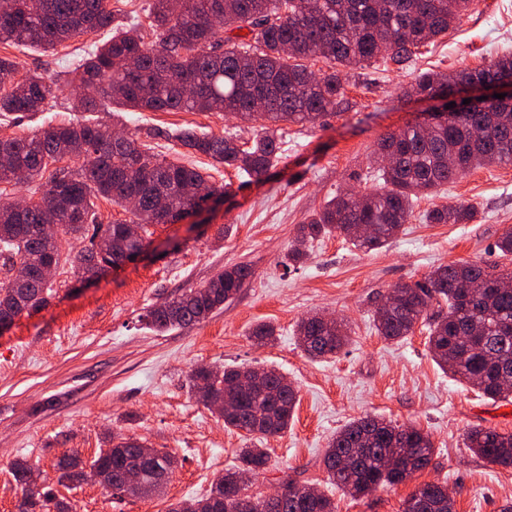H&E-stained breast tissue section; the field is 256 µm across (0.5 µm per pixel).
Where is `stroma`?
I'll list each match as a JSON object with an SVG mask.
<instances>
[{
	"label": "stroma",
	"mask_w": 512,
	"mask_h": 512,
	"mask_svg": "<svg viewBox=\"0 0 512 512\" xmlns=\"http://www.w3.org/2000/svg\"><path fill=\"white\" fill-rule=\"evenodd\" d=\"M105 32L90 33L52 51L0 42L19 74L53 81L42 112H0V134H30L51 125L105 119L76 111L67 73ZM512 52V0H472L447 35L422 47L404 66L373 62L349 71L335 112L320 123L283 127L282 159L262 181L230 168L211 181L228 188L217 204L177 224L153 226L152 250L95 282L77 287L59 270L48 305L16 319L0 334V512H17L22 495L9 470L28 459L44 485L72 512H167L171 503L202 496L237 462L241 448L267 449L271 466L252 482L267 493L288 475L325 486L322 457L329 439L354 419L378 415L428 433L430 465L406 482L360 498L333 490L337 512H402L418 485H447L456 512H500L512 502V469L488 463L465 444L475 426L512 431V404L493 401L435 363L424 327L402 341L375 330L376 302L399 283L424 281L439 266L477 261L512 271L496 243L512 228V164L475 168L433 197L419 198L414 215L385 247L354 248L333 234L306 244L307 259L284 264L297 227L337 193L378 188L373 151L379 139L413 122L430 100L404 98L422 73L455 74L488 65ZM126 130H153L155 153L174 156L170 131L192 128L242 140L254 124L214 112H122ZM469 204L466 224H429L436 205ZM250 264L254 276L233 302L203 322L164 333L145 322L148 308L208 281L217 271ZM321 312L347 325L349 341L334 356L313 361L297 345L298 321ZM275 327L260 346L253 328ZM202 365L274 368L298 389L293 420L284 433L263 438L225 426L189 388ZM119 433L173 455L177 461L161 495L114 499L94 482H58L57 459L74 454L91 462L107 437Z\"/></svg>",
	"instance_id": "obj_1"
}]
</instances>
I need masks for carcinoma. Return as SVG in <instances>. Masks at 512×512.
<instances>
[{"mask_svg":"<svg viewBox=\"0 0 512 512\" xmlns=\"http://www.w3.org/2000/svg\"><path fill=\"white\" fill-rule=\"evenodd\" d=\"M471 0H154L151 26L156 39L144 41L138 29L115 23L109 0H0V40L44 50L82 35L112 28V37L96 52L79 60L70 71L71 83L81 90L77 108L95 112L101 99L130 111L224 112L261 122L253 139L232 138L178 130L172 138L191 154L212 160L211 167H231L261 178L278 165L279 124L314 123L336 110L343 69L382 59L401 64L415 50L448 33L467 11ZM322 58L328 70L316 73L305 64ZM512 73V53L498 56L489 66L463 71L454 82H485ZM17 64L0 56V112H37L50 93L51 79L33 72L16 78ZM192 84L188 96L182 88ZM406 97L448 96V76L426 73ZM0 183L14 181L19 171L28 182L44 180L41 193L26 198L23 209L0 207V317L15 319L49 303L53 282L43 279L41 267L70 265L78 279L96 264L131 259L124 226L139 224L145 235L156 224H175L208 202L224 195V186L196 164L159 158L137 134L114 138V128L101 122L55 125L29 135H0ZM376 154L395 156L381 168L382 187L362 196L338 195L298 226L296 245L288 263L306 258L307 240L338 233L354 247L371 251L385 246L413 217L415 202L471 168L512 163V118L500 119L497 107L469 111L435 124L415 123L389 133L377 143ZM83 159L73 172L60 163ZM203 185L208 195L184 192ZM102 197L119 206L129 219L96 223L91 198ZM474 208L463 204L436 206L423 215L429 224H466ZM377 227L362 239L357 227ZM87 241L76 253H62L61 236ZM29 270L27 287L18 292L10 272ZM254 275L248 264L224 269L204 284L151 307L147 324L163 332L195 325L237 297ZM478 262L450 263L414 284H397L395 305L376 304L374 325L379 336L401 341L420 323L427 328L428 345L438 365L494 401L512 400V288ZM445 303L448 311L432 310ZM276 336L270 324H259L251 338L264 345ZM297 339L312 360L336 354L348 341L344 325L325 323L315 314L301 319ZM240 370L211 373L202 367L190 375V389L206 406L228 400L224 426L262 437L288 429L298 390L283 382L275 369L253 390H239ZM467 447L488 463L512 468V432L473 428ZM132 437L112 436V446L100 450L91 465L105 474L103 488L122 497V480L129 468L141 471L150 494L160 492L173 473L175 460L167 452H143ZM434 454L430 436L409 425H394L374 416L361 417L328 442L323 465L330 484L361 496L410 480L426 469ZM240 466L217 477L208 494L176 503L170 512H336L332 496H310L293 479L291 491L271 502L252 494L240 483L244 474L268 469L265 448H243ZM59 480L79 482L83 466L76 456L62 455L56 463ZM32 463L11 464L16 484L25 487ZM69 512L55 501L52 489L28 496L21 512ZM403 512H454L448 489L440 483L416 487Z\"/></svg>","mask_w":512,"mask_h":512,"instance_id":"obj_1","label":"carcinoma"}]
</instances>
